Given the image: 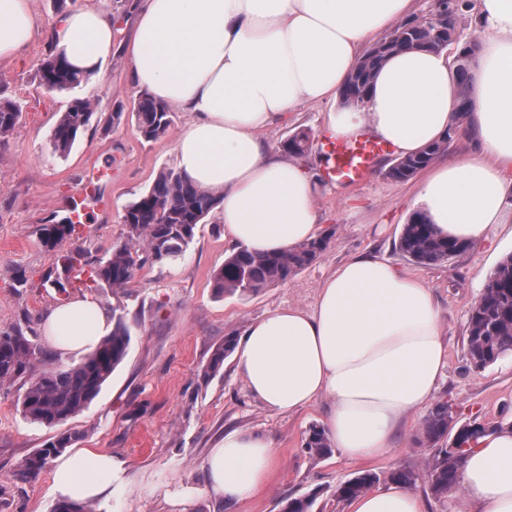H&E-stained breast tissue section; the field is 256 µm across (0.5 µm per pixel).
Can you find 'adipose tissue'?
<instances>
[{
    "label": "adipose tissue",
    "instance_id": "obj_1",
    "mask_svg": "<svg viewBox=\"0 0 512 512\" xmlns=\"http://www.w3.org/2000/svg\"><path fill=\"white\" fill-rule=\"evenodd\" d=\"M413 10V0H141L124 54L134 85L186 112L173 152L179 171L221 197L224 237L257 253L323 237L315 168L269 150L264 131L305 105H328L331 136L370 133L396 155L464 132L471 151L426 167L413 205L444 236L485 238L512 222V0H476L481 50L469 69L472 112L454 110L455 84L442 53L409 50L387 59L363 111L338 112L339 90L373 44ZM30 0H0V63L32 37ZM51 39L81 71L111 56L112 17L103 0H81ZM63 360L110 333L109 312L90 297L45 314ZM251 394L277 413L332 402L323 430L353 459L385 456L408 417L433 401L448 339L433 289L379 257L356 254L323 282L312 310L288 307L250 323L235 348ZM276 458L266 435L225 434L205 463L208 495L241 502L265 484ZM126 474L120 457L83 448L56 458L53 490L70 501H104ZM460 485L472 512H512V432L481 436L465 454ZM348 512H426L424 500L390 484L348 503Z\"/></svg>",
    "mask_w": 512,
    "mask_h": 512
}]
</instances>
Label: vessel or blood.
Masks as SVG:
<instances>
[{
    "label": "vessel or blood",
    "instance_id": "obj_1",
    "mask_svg": "<svg viewBox=\"0 0 512 512\" xmlns=\"http://www.w3.org/2000/svg\"><path fill=\"white\" fill-rule=\"evenodd\" d=\"M325 149L331 158L328 178L336 182H357L367 175L375 160L386 153L389 146L381 139L362 135L327 141ZM96 203L95 195L83 192L72 195L66 202L70 222L79 227L87 224Z\"/></svg>",
    "mask_w": 512,
    "mask_h": 512
}]
</instances>
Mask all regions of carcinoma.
<instances>
[{"mask_svg":"<svg viewBox=\"0 0 512 512\" xmlns=\"http://www.w3.org/2000/svg\"><path fill=\"white\" fill-rule=\"evenodd\" d=\"M454 10L448 14V34L458 33V26L468 0H452ZM382 50L363 57L350 76L344 89L364 105L371 91L374 77L386 58L411 49L442 51L440 44L430 40L423 31L404 29L394 39L383 38ZM477 38L462 44L452 61L456 76V110L468 111L467 74L471 61L479 51ZM40 85L49 91H66L90 79V74L71 67L59 54H49L38 71ZM17 102L4 96V80L0 78V142L16 126L14 111ZM95 115V100L76 97L62 112L51 135L54 152H70L77 137L87 129ZM140 135L146 140L165 136L171 125L170 112L162 103L146 94L141 95L133 111ZM309 132L300 130L282 144L293 157H302L310 149ZM439 144L427 146L421 152L404 157L397 166L386 170V176L396 182H406L441 155ZM218 198L203 190L178 172L159 174L152 186L125 206L121 220L125 227L123 240L112 247L104 261L90 264L86 287L121 289L148 264H163L182 257L193 242L197 225L215 209ZM74 232L67 221L46 224L43 238L55 244ZM398 251L409 260L423 265L447 261L469 249L466 243L438 236L427 215L416 211L404 224L398 242ZM327 249L326 238L300 245L285 252L256 254L243 247L234 249L224 259V265L214 275V288L220 295L240 296L256 293L273 284L284 282L297 271L311 265ZM467 345L470 363L484 368L512 352V255L501 260L489 277L479 299L472 305L467 319ZM131 343V327L124 311L112 310V332L103 337L83 361L65 369L49 368L30 377L40 351L28 339L23 323L0 329V385L27 380L20 400L23 416L33 423L55 427L86 409L98 396L102 386L116 367L126 358ZM236 339L224 338L203 367L201 377L206 380L221 371L225 359L234 352ZM448 403L438 402L424 418L423 442L434 447L432 457L421 469L403 468L390 472L387 479L407 487L418 481L428 484L438 499L448 490L459 487L462 458L466 449L483 434L487 427L478 420L461 425L455 431V449L440 445L448 436ZM72 441L63 434L37 449L17 466L21 477L37 476L56 454ZM304 448L313 457L330 453L331 446L325 433L318 427L309 429ZM379 481L373 472L359 474L336 487L335 495L348 500L371 488ZM316 495L286 497L281 500L282 512H313ZM52 512H95L90 501L57 502Z\"/></svg>","mask_w":512,"mask_h":512,"instance_id":"cac0c4a2","label":"carcinoma"}]
</instances>
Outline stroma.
Instances as JSON below:
<instances>
[{
	"label": "stroma",
	"instance_id": "1",
	"mask_svg": "<svg viewBox=\"0 0 512 512\" xmlns=\"http://www.w3.org/2000/svg\"><path fill=\"white\" fill-rule=\"evenodd\" d=\"M76 3L32 0L36 30L12 61L0 64L7 96L22 108L16 128L0 144V328L30 316V334L43 354L36 365L40 371L60 364L45 335L43 314L88 293L78 288L65 294L48 283L58 252L76 249L84 260L106 259L124 236L125 205L148 190L161 171L176 170L172 145L190 120L188 113H172L166 136L143 139L130 115L141 92L118 48L86 86L58 92L39 84L50 29ZM89 94L96 97L91 128L67 155L55 153L51 132L58 118L74 96ZM119 108L125 112L122 121L108 125V117ZM326 112L323 106H303L267 130L265 140L277 151L293 133L308 131L311 148L304 163L325 164ZM393 158L390 152L382 155L372 173L355 184L322 181L318 220L333 238L316 262L284 282L246 297L216 294L213 275L233 249L224 239L216 209L198 225L193 243L177 261L144 267L127 287L89 292L104 309L124 308L133 327L128 355L88 408L52 428L21 414L17 400L24 391L22 382L0 385V512H51L57 496L50 469L22 480L16 466L63 432L75 435V447L127 462V482L113 484L111 498L97 503V512H280L283 497L311 492L318 495L314 512H345L346 502L334 495L339 483L366 471L384 476L399 468H422L433 453L420 442L423 414L413 415L410 433L385 457L351 459L334 449L315 458L304 450L303 440L310 427L321 425L329 400L295 414L275 413L250 394L231 358L210 381L201 378L225 336L240 335L249 323L275 309H312L326 276L362 252L433 288L448 338V366L437 397L449 403L454 423L512 422V353L477 369L466 343L470 307L498 262L512 254V226L490 227L485 240L446 262L425 266L409 261L396 243L416 183L386 178ZM88 185L102 201L90 224L59 246L45 243L43 224L63 217L68 198ZM21 274L28 280L23 288L16 285ZM234 430L269 435L277 451L266 487L242 503L221 502L203 491L210 449Z\"/></svg>",
	"mask_w": 512,
	"mask_h": 512
}]
</instances>
